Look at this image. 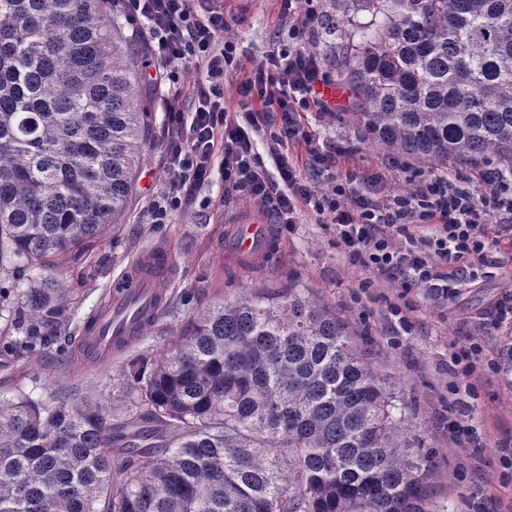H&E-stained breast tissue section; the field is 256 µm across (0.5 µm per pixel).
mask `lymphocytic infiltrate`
Here are the masks:
<instances>
[{
  "instance_id": "lymphocytic-infiltrate-1",
  "label": "lymphocytic infiltrate",
  "mask_w": 512,
  "mask_h": 512,
  "mask_svg": "<svg viewBox=\"0 0 512 512\" xmlns=\"http://www.w3.org/2000/svg\"><path fill=\"white\" fill-rule=\"evenodd\" d=\"M305 2L295 43L253 67L231 107L224 103V68L235 47L224 37V0H133L152 35L156 77L167 94L168 181L153 202L154 223L189 207L218 175L225 196L260 203L284 227L296 224L302 212L315 213L333 230L344 256L379 279L443 293L462 279H476L493 266L492 252L501 245L488 236L486 224L496 221L512 236V180H491L478 195L466 179L418 173L407 194L354 198L344 185L320 193L302 179L289 145H303L310 166L336 165L301 122L304 112L332 110L320 92L329 80L305 47L322 14L314 0ZM273 125L279 133L267 156H260L255 138Z\"/></svg>"
}]
</instances>
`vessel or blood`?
<instances>
[{
    "mask_svg": "<svg viewBox=\"0 0 512 512\" xmlns=\"http://www.w3.org/2000/svg\"><path fill=\"white\" fill-rule=\"evenodd\" d=\"M270 244L265 227L250 223L240 227L232 248L239 256L247 257L265 251ZM166 264V254L159 251L149 254L145 259L148 272L134 280L129 294L111 300L97 311L91 326L82 331L88 355L102 354L115 347L119 337L137 332L139 322L135 312L141 308L151 309L157 293L155 281L161 278Z\"/></svg>",
    "mask_w": 512,
    "mask_h": 512,
    "instance_id": "vessel-or-blood-1",
    "label": "vessel or blood"
}]
</instances>
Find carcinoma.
<instances>
[{
    "label": "carcinoma",
    "mask_w": 512,
    "mask_h": 512,
    "mask_svg": "<svg viewBox=\"0 0 512 512\" xmlns=\"http://www.w3.org/2000/svg\"><path fill=\"white\" fill-rule=\"evenodd\" d=\"M320 45L370 143L512 177V0H330ZM369 16L366 23L357 22ZM120 0H0V342L68 362L57 273L93 280L152 135ZM40 274L26 276L31 271ZM176 325L112 400H0V512H431L402 389L295 281Z\"/></svg>",
    "instance_id": "1"
}]
</instances>
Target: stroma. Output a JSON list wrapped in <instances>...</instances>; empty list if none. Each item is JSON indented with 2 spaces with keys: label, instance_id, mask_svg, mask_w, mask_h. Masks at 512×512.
Wrapping results in <instances>:
<instances>
[{
  "label": "stroma",
  "instance_id": "obj_1",
  "mask_svg": "<svg viewBox=\"0 0 512 512\" xmlns=\"http://www.w3.org/2000/svg\"><path fill=\"white\" fill-rule=\"evenodd\" d=\"M224 22L225 37L237 45V62L224 73V100L231 105L244 68L287 46L294 20L284 0H224ZM150 106L152 139L138 176L139 194L112 239L111 261L78 295L69 335H79L84 320L103 306L114 285L136 276L143 258L161 248L171 255L162 289L175 301L188 288L198 289L201 302L209 304L296 279L335 308L357 342L369 349L379 372L402 385L414 404L416 433L433 450V512H512V465L504 464L501 453L512 443V381L497 372L502 343L512 329L495 324L497 303L512 295V248L496 253L493 274L464 282L446 295L422 286L370 288L369 272L349 263L332 230L306 211L293 229L271 225L272 259L240 265L229 241L241 218L250 214L263 223L267 217L247 198L220 206L222 181H215L193 207L171 212L167 223H152L151 203L167 185L163 94H152ZM304 123L334 149L338 179L350 182L358 194L406 193L416 171L451 179L466 173L462 167L445 171L414 161L404 169L394 167L390 155L366 142L339 112H308ZM394 303L405 307L407 325L392 316ZM167 343V337L152 336L101 359L78 355L62 370L48 355L24 360L1 352L0 397L10 399L20 391L35 399L57 391L93 397L112 385L127 358L143 352L160 355ZM473 343L481 345L485 365L478 377L465 381L451 355Z\"/></svg>",
  "mask_w": 512,
  "mask_h": 512
}]
</instances>
